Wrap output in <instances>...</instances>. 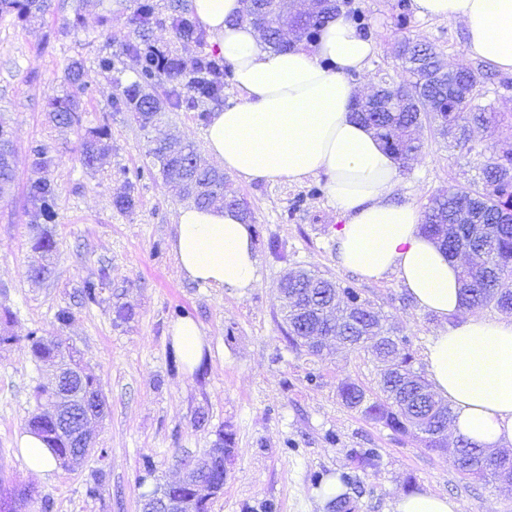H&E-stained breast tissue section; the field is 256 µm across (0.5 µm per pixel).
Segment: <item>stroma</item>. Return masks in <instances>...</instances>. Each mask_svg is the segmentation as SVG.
I'll use <instances>...</instances> for the list:
<instances>
[{
    "label": "stroma",
    "mask_w": 512,
    "mask_h": 512,
    "mask_svg": "<svg viewBox=\"0 0 512 512\" xmlns=\"http://www.w3.org/2000/svg\"><path fill=\"white\" fill-rule=\"evenodd\" d=\"M398 0H346L360 11L378 52L357 84L377 85L382 74L399 76L396 46L401 36L433 45L451 67L477 66L465 47L458 21L409 13L396 27ZM172 0H153L151 40L173 50L184 69L215 55L211 38L177 43L169 28ZM133 0H85L83 25L68 27L72 0H51L29 20L0 18V126L14 148L15 181L0 197V493L30 487L29 512H139L143 495L165 483L182 460L202 456L219 437L234 441L224 490L210 512H327L321 480L352 472V451L376 449L377 468L362 476L366 491L355 512H392L401 493L443 494L461 512H512V496L492 485L462 479L450 452L458 437L446 432L448 452L424 450L409 434L392 431L342 402L341 383L376 389L379 367L363 350L330 343L322 356L292 348L282 320L280 280L290 271L311 269L359 289L387 317L397 336L410 339L418 371L440 320L418 310L395 276L365 281L336 264V210L326 195L309 196L324 177L302 182L248 181L227 174L224 191L244 198L253 215L258 281L245 294L205 287L185 278L171 252L178 211L184 201L147 155L149 142L171 134L205 148L206 123L199 112H215L209 100L170 112L166 121L143 130L112 100L138 82L136 58L123 55L132 31ZM110 56L118 68L109 80L99 67ZM83 65L81 126L56 127L48 102L64 95L71 61ZM479 105L502 115L491 130L470 126L469 146L444 141L424 125L425 155L405 164L393 191L395 201L427 207L449 185L477 180L493 152L512 145V73L492 70L477 87ZM105 128L109 157L89 169L79 160L82 130ZM44 147L52 164L46 175L58 188L52 216L28 199L38 178L33 150ZM133 192L135 209L114 200ZM58 243L53 274L32 280L39 260L32 248L38 230ZM106 277L100 304L76 306L84 281ZM129 308L121 321L115 305ZM70 308L68 325L55 319ZM191 318L205 335L202 359L188 369L171 333L174 322ZM59 336L101 382L107 410L96 430L95 452L83 464L48 477L28 470L16 445L36 408L32 389L44 375L29 335Z\"/></svg>",
    "instance_id": "1"
}]
</instances>
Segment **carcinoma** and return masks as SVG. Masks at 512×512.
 <instances>
[{
  "instance_id": "obj_1",
  "label": "carcinoma",
  "mask_w": 512,
  "mask_h": 512,
  "mask_svg": "<svg viewBox=\"0 0 512 512\" xmlns=\"http://www.w3.org/2000/svg\"><path fill=\"white\" fill-rule=\"evenodd\" d=\"M48 7L47 0H0V16L16 15L19 19L43 12ZM339 12V5L333 0L325 4L317 13L299 12L291 23L296 39L314 42L321 34L326 20ZM154 13V5L142 0L134 12L136 28L123 45V51L139 62L141 83L156 85L165 80L175 83L169 91L167 102H162L151 94H141L132 88L123 91L122 97L113 100L112 105L124 108L142 128L159 122L166 108L178 109L184 102L194 99L218 100L224 93V78L228 65L214 59H201L189 72L180 68L173 57L160 53L146 45L147 25ZM238 21L265 27V41L274 49H286L290 43L285 39L282 27L286 21L280 18L279 6L275 0H252L247 4ZM170 25L178 42H199L204 32L197 26L195 17L178 2L172 6ZM432 47L407 41L406 53L402 62L405 78L397 81L387 75L379 80L384 86L385 95L376 98L371 95L364 101L355 103V115L370 127L384 147L402 164L417 158L423 153L421 128L424 121L435 127L439 136L452 137L456 144L464 147L468 138L464 131L456 129L461 114L468 112L472 120L481 125H492L498 121V113L475 103L476 85L479 73L472 69L452 74L446 78L432 79L431 68L437 60ZM82 64L69 63L64 70V80L72 91L53 99L50 103V116L59 127L72 128L80 124V100L82 90ZM184 87L195 94L187 100L182 98L178 87ZM108 133L102 128L89 130L81 138V162L88 168H95L105 158ZM152 164L159 167L160 173L169 181L185 175L189 181L203 187V191L192 198L199 207H236L234 200L224 201V179L206 164L198 149L190 143L174 146L159 142L150 144L148 150ZM14 182V169L10 157L0 155V195L10 190ZM55 185L45 180L30 184V202L43 209L52 208L56 199ZM422 232L434 239L448 256L466 257L461 265L460 281L466 307L474 305L490 306L505 314H512V147L504 148L490 155L482 168L479 180L467 187L450 186L448 196L435 199L424 211ZM32 247L41 253L44 263L38 272L47 277L51 274V260L57 252V241L51 232L44 230L33 240ZM310 277L297 281L288 276V283L298 287L288 290L290 309L285 311L290 323L305 320L307 327L316 330L325 341L340 340L349 346L360 347L371 353L383 364L385 357L393 356L390 365L381 373L377 391H368L354 382H344L339 387L343 403L361 412L371 420L381 423L391 430L411 434L421 439L425 449L436 452L440 442L439 430L452 420L449 406L435 398L432 401V422L422 426L410 414L418 399L416 379L422 375L413 366V356L409 350V340L397 337L389 342L362 341V335L384 333L380 319L373 311L371 303L364 302L361 294L350 285L332 279L317 277L322 287H303ZM107 286L104 279L95 283L88 281L76 294L78 304L86 306L99 303L102 290ZM31 351L36 361L41 362L57 353L76 361L75 351L65 345L59 337L45 338L30 336ZM28 432L41 438L50 448L59 465L69 468L75 462L76 451L66 434L59 431L57 424L37 413L27 420ZM357 467L365 471L376 465L378 454L374 448L353 451ZM483 462L494 472L507 476L512 474V459L503 456L491 458L486 449L468 439L460 438L458 455L454 467L459 474L465 473L467 465ZM206 482L224 489V459H213L207 473ZM338 481L345 492L329 501L336 512H354L349 491L358 490L363 481L357 475L341 474Z\"/></svg>"
}]
</instances>
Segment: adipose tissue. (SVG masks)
Returning <instances> with one entry per match:
<instances>
[{
  "instance_id": "ef3b65f1",
  "label": "adipose tissue",
  "mask_w": 512,
  "mask_h": 512,
  "mask_svg": "<svg viewBox=\"0 0 512 512\" xmlns=\"http://www.w3.org/2000/svg\"><path fill=\"white\" fill-rule=\"evenodd\" d=\"M412 2L419 16L462 22L468 53L512 73V0ZM190 7L240 94L206 128L211 157L248 180L325 176L341 218L338 265L368 281L395 274L418 309L445 322L426 360L433 390L452 410L453 433L483 448L512 446V318L467 313L459 262L422 233L418 206L390 201L399 163L352 115V78L365 72L376 44L339 15L319 41L276 51L239 22L242 0ZM172 251L186 278L209 287L243 293L257 280L253 228L235 210L181 208Z\"/></svg>"
}]
</instances>
